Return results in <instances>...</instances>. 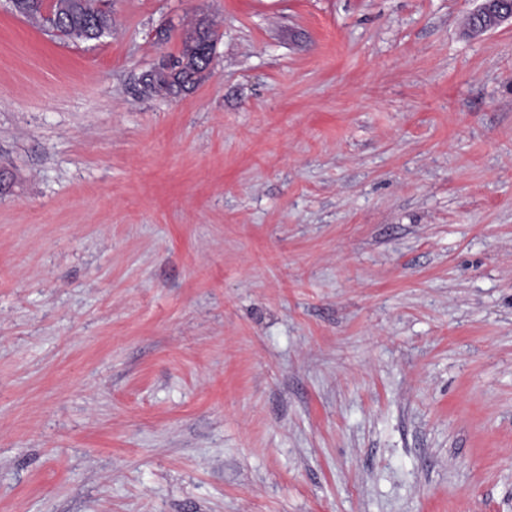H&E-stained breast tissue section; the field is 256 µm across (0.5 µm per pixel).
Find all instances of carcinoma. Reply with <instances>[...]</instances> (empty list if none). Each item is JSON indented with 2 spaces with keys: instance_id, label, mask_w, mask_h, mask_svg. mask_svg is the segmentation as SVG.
Returning <instances> with one entry per match:
<instances>
[{
  "instance_id": "1",
  "label": "carcinoma",
  "mask_w": 512,
  "mask_h": 512,
  "mask_svg": "<svg viewBox=\"0 0 512 512\" xmlns=\"http://www.w3.org/2000/svg\"><path fill=\"white\" fill-rule=\"evenodd\" d=\"M41 0H12L15 12L45 34L77 41H95L112 32V0H53L52 10L44 14ZM217 38L203 22L182 39L179 56L143 80L149 95L192 90L211 60Z\"/></svg>"
}]
</instances>
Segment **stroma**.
<instances>
[{"label":"stroma","instance_id":"35a3bbf8","mask_svg":"<svg viewBox=\"0 0 512 512\" xmlns=\"http://www.w3.org/2000/svg\"><path fill=\"white\" fill-rule=\"evenodd\" d=\"M479 3L112 0L66 44L0 0V512H512ZM217 38L209 24L200 22L182 39L179 56L169 65L150 71L148 79L143 78L146 94H160L192 90L200 81L202 73L211 60Z\"/></svg>","mask_w":512,"mask_h":512}]
</instances>
